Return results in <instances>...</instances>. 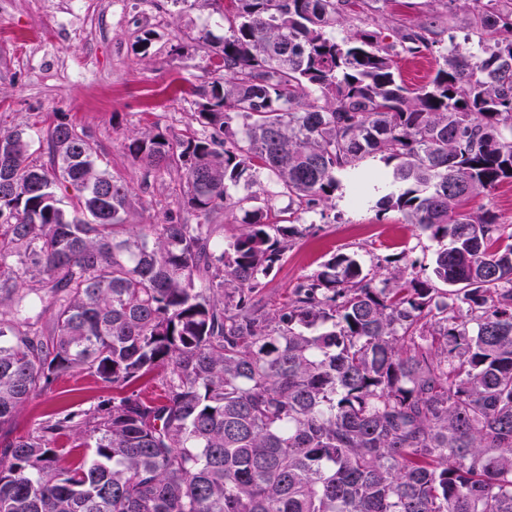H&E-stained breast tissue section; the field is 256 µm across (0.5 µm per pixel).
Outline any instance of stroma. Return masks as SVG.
I'll return each mask as SVG.
<instances>
[{"mask_svg": "<svg viewBox=\"0 0 512 512\" xmlns=\"http://www.w3.org/2000/svg\"><path fill=\"white\" fill-rule=\"evenodd\" d=\"M54 0H0V131L29 129L33 159L47 163L39 134L60 122L84 130L98 154V164L129 190L127 221L163 224L175 218L195 223L183 205L176 175H145L123 150L130 139L163 134L176 140L198 129V98L193 90L210 81V55L224 38V20L214 0H138L109 9V0L78 19L82 37L50 26ZM158 15L146 21L144 10ZM439 20V38L462 39L467 31L463 0H376L368 15L372 25L412 26ZM86 69L84 80L74 70ZM350 176L340 178L333 197L302 214L298 233L283 260L255 293L263 312L281 307L304 276L330 258L347 255L365 268L394 269L400 259L415 262L422 277L432 274L436 242L407 224L402 214L352 208ZM112 390L84 373L60 380L52 393L30 402L15 421L16 432L31 429L47 412L77 405L88 409Z\"/></svg>", "mask_w": 512, "mask_h": 512, "instance_id": "35a3bbf8", "label": "stroma"}]
</instances>
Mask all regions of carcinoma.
Listing matches in <instances>:
<instances>
[{
  "mask_svg": "<svg viewBox=\"0 0 512 512\" xmlns=\"http://www.w3.org/2000/svg\"><path fill=\"white\" fill-rule=\"evenodd\" d=\"M215 2L212 132L124 145L197 223H125L73 124L47 129L48 167L0 133V512H512V224L463 209L512 179V0H465L478 52L450 43L415 88L394 58L435 53L433 30L369 25L375 0ZM373 154L375 207L439 244L434 278L339 256L260 311L295 227L234 189L310 209ZM220 211L245 214L227 244ZM159 367L158 396L131 388ZM78 372L112 396L5 430Z\"/></svg>",
  "mask_w": 512,
  "mask_h": 512,
  "instance_id": "obj_1",
  "label": "carcinoma"
}]
</instances>
